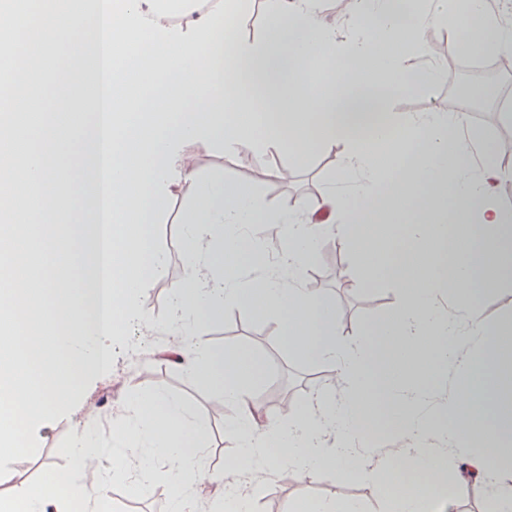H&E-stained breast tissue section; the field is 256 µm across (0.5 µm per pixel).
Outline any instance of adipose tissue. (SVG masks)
Instances as JSON below:
<instances>
[{
  "label": "adipose tissue",
  "instance_id": "adipose-tissue-1",
  "mask_svg": "<svg viewBox=\"0 0 512 512\" xmlns=\"http://www.w3.org/2000/svg\"><path fill=\"white\" fill-rule=\"evenodd\" d=\"M268 25L248 38L251 0H96V39L88 13L70 0H40L28 35L34 53L7 46L17 0H0V446L27 453L21 430L68 401L86 365H106L108 337L136 314L149 264H161L145 226L185 184L188 277L172 291L169 324L179 342L165 352L176 366L208 380L219 402L237 408L243 484L205 468L188 441L204 426L169 397L147 394L112 422V445L92 427L68 448L72 468L53 480L2 493L0 512H112L109 482L146 490L163 472L172 512H195L196 484H215L211 512H250L281 468L377 481L379 417L392 423L391 445L404 465L429 472L417 494H392L380 512H455L438 496L448 451L467 448L456 477L497 485L496 512H512V467L502 466L512 433V324L492 327L474 304L482 290L512 280V211L497 196L512 165L475 164L480 140L464 114L398 113L372 126L375 103L445 80L435 66L406 72L413 49H427L430 27L448 28L459 50L512 52V26L485 0H345V44L321 16V0H264ZM65 65H58V57ZM53 79L48 106L34 80ZM314 107L301 109L300 101ZM95 115L97 143L65 154L59 120ZM218 139L249 154L340 149V179L358 180L364 206L327 191L313 206L272 213L252 187L201 175L190 145ZM80 197L83 208L67 206ZM252 224H278L277 263L247 266L261 254ZM351 247V265L388 279L400 304L363 342L348 343L332 299L301 288L313 253L331 237ZM233 306L281 321L296 355L327 363L337 391L314 396L258 423L251 392L255 366L245 352L212 351L197 324ZM451 366L461 379L447 400L427 404L430 372ZM103 477L87 486V467Z\"/></svg>",
  "mask_w": 512,
  "mask_h": 512
}]
</instances>
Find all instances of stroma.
<instances>
[{"mask_svg":"<svg viewBox=\"0 0 512 512\" xmlns=\"http://www.w3.org/2000/svg\"><path fill=\"white\" fill-rule=\"evenodd\" d=\"M458 49L453 38L440 28L431 31L429 54L414 51L405 65L416 72L428 65H453ZM493 84L485 97H460V104L479 113L473 126L487 140H494L496 129L490 118L498 110L499 90L512 84V68L493 74ZM201 172L223 175L225 180L252 186L264 206L272 211L288 209L297 203L312 204L318 192L335 186L336 175L343 157L336 151L313 152L307 161L296 167L288 186L276 183L271 173L289 162L287 153H265L243 156L218 145L189 149ZM188 198L182 190H174L166 211L148 231L155 246L163 252L165 263L152 270L149 283L138 298L142 319L125 329L111 342L112 365L101 370L86 366L76 382L72 398L57 407L53 417L39 422L27 431L29 452L23 457L2 456L0 467L8 468L13 484L27 487L48 480L51 474L69 470L67 453L72 439L83 425L96 421L104 439H111L108 428L111 419L129 411L131 401L142 394L156 393L181 399L189 414L206 424L208 433L201 443L202 458L210 466L223 469L226 476L236 477V442L229 428L234 412L223 417L212 416L213 394L201 379L187 375L154 353V346L166 327L170 309V290L188 274L183 252L182 214ZM333 298L336 313L346 339L369 335L371 326L388 317L398 307L399 298L393 286L368 277L360 270L350 274L348 282L329 277L323 288ZM200 335L215 349L237 348L252 355L267 372L257 380L253 390L255 400H262L266 390L277 382L286 383L294 392L293 402L306 405L318 392L312 376L322 367L293 354L279 333L274 319L257 317L249 311L228 308L221 320L201 324ZM114 512H169V486L156 479L147 493H136L131 484L115 483L110 487ZM316 498L338 495L364 505L367 512H378L383 498L379 488L364 479L349 478L339 482L311 476L300 477L295 471H280L275 481L255 502L256 512H288L290 502L299 496Z\"/></svg>","mask_w":512,"mask_h":512,"instance_id":"stroma-1","label":"stroma"}]
</instances>
